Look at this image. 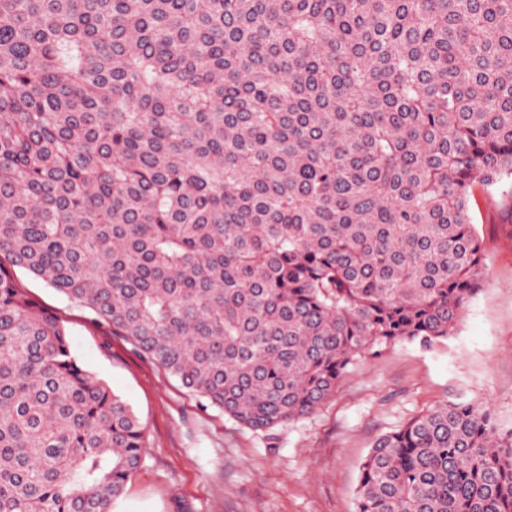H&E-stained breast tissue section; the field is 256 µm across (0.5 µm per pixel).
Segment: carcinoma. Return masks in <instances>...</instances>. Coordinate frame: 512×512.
Returning <instances> with one entry per match:
<instances>
[{"instance_id":"obj_1","label":"carcinoma","mask_w":512,"mask_h":512,"mask_svg":"<svg viewBox=\"0 0 512 512\" xmlns=\"http://www.w3.org/2000/svg\"><path fill=\"white\" fill-rule=\"evenodd\" d=\"M512 179V0H0V512H112L135 412L15 278L253 430L452 334ZM354 512H512V429L378 437Z\"/></svg>"}]
</instances>
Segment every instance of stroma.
I'll return each mask as SVG.
<instances>
[{
	"label": "stroma",
	"mask_w": 512,
	"mask_h": 512,
	"mask_svg": "<svg viewBox=\"0 0 512 512\" xmlns=\"http://www.w3.org/2000/svg\"><path fill=\"white\" fill-rule=\"evenodd\" d=\"M470 214L483 241V288L453 333L429 349L400 342L358 362L314 413L266 431L224 415L44 281L18 272L22 288L64 322L78 362L145 428L143 465L114 512H353L372 442L435 405L483 401L500 430L512 429V181L477 191Z\"/></svg>",
	"instance_id": "obj_1"
}]
</instances>
